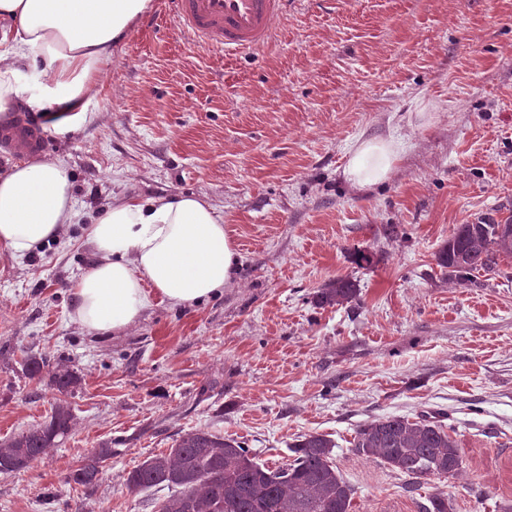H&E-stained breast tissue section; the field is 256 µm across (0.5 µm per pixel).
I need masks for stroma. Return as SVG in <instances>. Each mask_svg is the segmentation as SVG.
I'll use <instances>...</instances> for the list:
<instances>
[{
  "label": "stroma",
  "mask_w": 512,
  "mask_h": 512,
  "mask_svg": "<svg viewBox=\"0 0 512 512\" xmlns=\"http://www.w3.org/2000/svg\"><path fill=\"white\" fill-rule=\"evenodd\" d=\"M266 46H199L173 0H153L112 48L90 118L44 154L73 176L67 232L24 257L0 245V441L70 406V433L0 473V512H153L129 471L204 429L276 468L310 433L334 444L353 512L512 506V258L463 288L434 255L456 225L512 216V0H290ZM432 117L409 120L417 104ZM410 144L394 176L357 193L341 172L360 137ZM206 196L241 256L237 284L200 304L154 301L127 332L74 323L72 283L95 260L92 214L131 194ZM366 262H358L357 254ZM356 281L352 302L316 292ZM73 371L59 392L25 357ZM432 414L460 471L405 479L354 454L368 421ZM92 486L68 480L102 444ZM357 284L349 278L339 277L326 288H321L315 295V302L320 306H334L348 303L357 295Z\"/></svg>",
  "instance_id": "35a3bbf8"
}]
</instances>
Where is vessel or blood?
<instances>
[{
  "mask_svg": "<svg viewBox=\"0 0 512 512\" xmlns=\"http://www.w3.org/2000/svg\"><path fill=\"white\" fill-rule=\"evenodd\" d=\"M176 20L197 44L220 51L254 50L273 38V21L287 11L288 0H175ZM44 140L29 125L0 130V147L31 152Z\"/></svg>",
  "mask_w": 512,
  "mask_h": 512,
  "instance_id": "vessel-or-blood-1",
  "label": "vessel or blood"
}]
</instances>
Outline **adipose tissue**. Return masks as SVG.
Here are the masks:
<instances>
[{
    "instance_id": "adipose-tissue-1",
    "label": "adipose tissue",
    "mask_w": 512,
    "mask_h": 512,
    "mask_svg": "<svg viewBox=\"0 0 512 512\" xmlns=\"http://www.w3.org/2000/svg\"><path fill=\"white\" fill-rule=\"evenodd\" d=\"M152 0H0V112L18 98L51 109L58 133L88 120L112 64V47ZM30 69L31 80L19 79ZM404 145L357 140L342 171L356 192L392 178ZM75 217L68 169L49 156L0 170V244L26 256L59 237ZM96 260L72 284V321L99 334L133 326L153 298L201 303L233 285L240 254L223 217L197 194L130 195L104 207L86 229Z\"/></svg>"
}]
</instances>
